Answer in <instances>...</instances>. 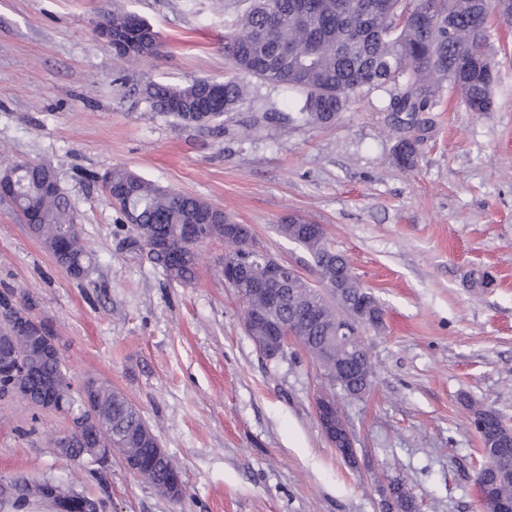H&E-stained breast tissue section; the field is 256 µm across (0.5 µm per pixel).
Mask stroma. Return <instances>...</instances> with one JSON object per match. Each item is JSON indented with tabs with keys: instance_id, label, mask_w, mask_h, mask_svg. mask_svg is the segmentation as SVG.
Instances as JSON below:
<instances>
[{
	"instance_id": "obj_1",
	"label": "stroma",
	"mask_w": 512,
	"mask_h": 512,
	"mask_svg": "<svg viewBox=\"0 0 512 512\" xmlns=\"http://www.w3.org/2000/svg\"><path fill=\"white\" fill-rule=\"evenodd\" d=\"M121 5L150 23L158 53L121 57L96 28ZM235 0H0V169L51 166L91 257L73 278L0 200V292L30 297L59 342L72 385H111L142 412L178 466L173 501L120 458L92 477L58 453L66 418L0 401V479H52L96 492L109 512H381L377 481L402 480L418 512H482L480 441L461 395L512 423V23L492 18L491 111L452 85L415 124L389 95L362 93L334 121L289 125L244 104L223 128L150 111L151 82L231 75L224 24ZM416 140L413 168L397 142ZM199 197L252 228L254 241L311 285V255L284 217L322 225L385 311L363 336L370 394L340 399L350 465L324 438L314 398L327 382L292 345L267 359L245 304L220 273L225 244L198 254V277L169 281L106 188L114 167Z\"/></svg>"
}]
</instances>
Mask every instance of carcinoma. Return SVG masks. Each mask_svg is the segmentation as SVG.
I'll list each match as a JSON object with an SVG mask.
<instances>
[{"label":"carcinoma","instance_id":"carcinoma-1","mask_svg":"<svg viewBox=\"0 0 512 512\" xmlns=\"http://www.w3.org/2000/svg\"><path fill=\"white\" fill-rule=\"evenodd\" d=\"M224 37V54L233 68L274 88L294 94L290 112L284 115L263 102L253 101L267 119L291 123L333 120L365 90L384 88L388 109L411 117L425 111L445 83L459 88L464 104L473 112L491 109L493 74L485 47L492 11L501 0H247ZM112 28V51L118 56H143L158 51L156 32L143 19L129 12L114 11L105 18ZM143 100L153 112L171 115L186 124L217 123L246 100L244 85L234 78L223 82L197 79L187 86L152 83ZM47 171L34 165L14 175L20 210L34 212L30 225L58 265L75 278L86 275L91 259L81 244V227L65 193L45 189ZM110 181L120 210L137 216L141 232L152 243L185 251L186 259L166 265L167 278L190 284L197 274V261L185 238L187 224L202 225L203 235L224 236L232 223L223 210L199 198L162 189L124 167L112 169ZM295 243L312 256L321 280H333L336 268L349 265L345 255L327 242L311 243L302 237V217L283 220ZM251 305L270 320L288 319L295 306H315L320 322L308 317L297 320L307 352L336 362V351L323 352L330 325L345 320L323 294L303 279H296L283 297L274 302L253 296ZM34 303L20 301L15 291L0 292V324L12 321L17 312H32ZM23 357L0 356V374L15 380L22 401L38 407L37 382L57 375V365L42 357L35 344L19 342ZM372 365L362 362L353 391L371 390ZM95 407L110 427L96 435L94 422L84 419L80 435L86 444L108 448H155L158 436L141 411L121 393L93 380ZM61 406L69 413L80 410V395L71 394V382H62ZM11 490L0 491V512H25L31 497L28 481H10ZM99 491L83 489L77 495L85 503L82 512H109L108 486Z\"/></svg>","mask_w":512,"mask_h":512}]
</instances>
